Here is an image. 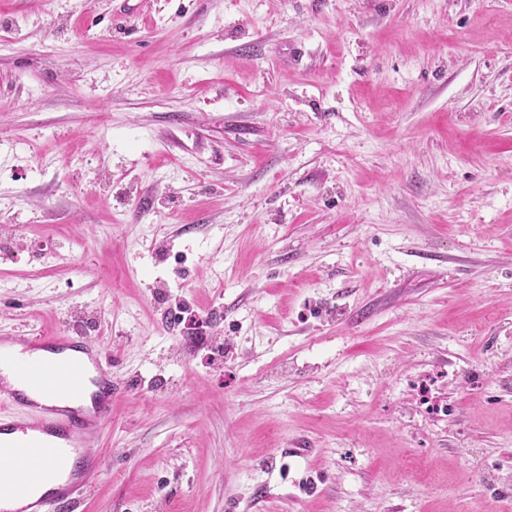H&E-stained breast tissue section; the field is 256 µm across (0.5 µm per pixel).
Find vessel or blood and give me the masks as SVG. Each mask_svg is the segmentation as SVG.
<instances>
[{
    "label": "vessel or blood",
    "mask_w": 512,
    "mask_h": 512,
    "mask_svg": "<svg viewBox=\"0 0 512 512\" xmlns=\"http://www.w3.org/2000/svg\"><path fill=\"white\" fill-rule=\"evenodd\" d=\"M5 344L18 352L0 354V456L10 462L0 470V512H70L100 470L88 441L112 414L109 362L81 336H0Z\"/></svg>",
    "instance_id": "1"
}]
</instances>
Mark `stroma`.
Wrapping results in <instances>:
<instances>
[{
  "instance_id": "stroma-1",
  "label": "stroma",
  "mask_w": 512,
  "mask_h": 512,
  "mask_svg": "<svg viewBox=\"0 0 512 512\" xmlns=\"http://www.w3.org/2000/svg\"><path fill=\"white\" fill-rule=\"evenodd\" d=\"M61 334L72 512H512V0H0V336Z\"/></svg>"
}]
</instances>
